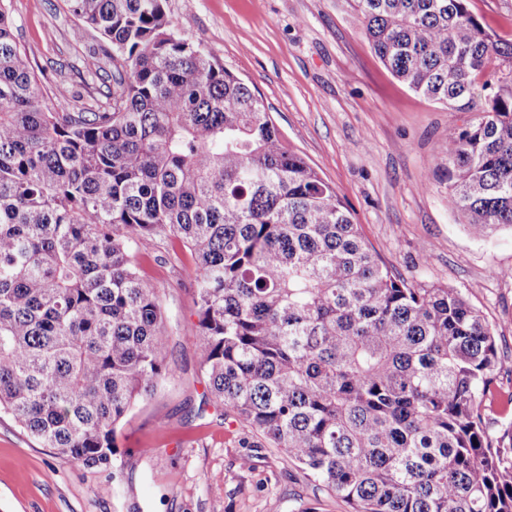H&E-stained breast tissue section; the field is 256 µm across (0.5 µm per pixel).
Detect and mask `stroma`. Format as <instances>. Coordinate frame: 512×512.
Segmentation results:
<instances>
[{"instance_id": "obj_1", "label": "stroma", "mask_w": 512, "mask_h": 512, "mask_svg": "<svg viewBox=\"0 0 512 512\" xmlns=\"http://www.w3.org/2000/svg\"><path fill=\"white\" fill-rule=\"evenodd\" d=\"M20 45L36 46L41 90L56 109L91 104L105 66L96 33L75 38L63 0H8ZM512 40V0H468ZM182 38L260 95L286 146L349 205L364 240L412 284L451 285L491 324L500 364L493 387L512 391V230L474 237L448 199V128L469 120L399 82L380 62L350 0H167ZM141 275L167 318L165 381L118 432L123 490L111 469L56 455L0 411V512H349L280 450L205 404L190 250L144 241Z\"/></svg>"}]
</instances>
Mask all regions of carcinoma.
Returning a JSON list of instances; mask_svg holds the SVG:
<instances>
[{
    "instance_id": "carcinoma-1",
    "label": "carcinoma",
    "mask_w": 512,
    "mask_h": 512,
    "mask_svg": "<svg viewBox=\"0 0 512 512\" xmlns=\"http://www.w3.org/2000/svg\"><path fill=\"white\" fill-rule=\"evenodd\" d=\"M0 0V409L57 454L114 464L117 430L167 372L144 240L194 255L210 400L353 512H512V407L493 329L415 286L285 147L262 98L180 37L165 0H65L100 35L105 101L57 112ZM382 64L474 112L448 127V195L512 229V43L468 0H351Z\"/></svg>"
}]
</instances>
